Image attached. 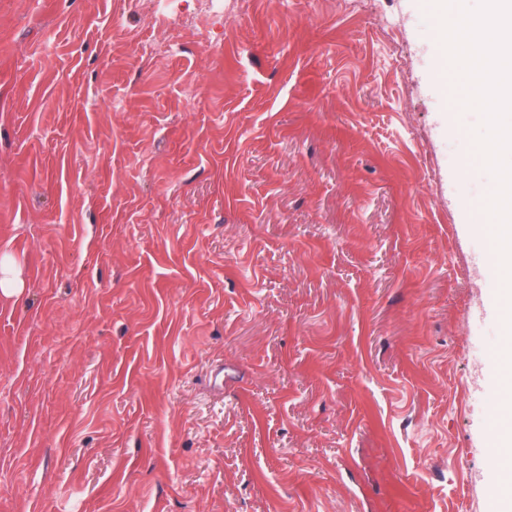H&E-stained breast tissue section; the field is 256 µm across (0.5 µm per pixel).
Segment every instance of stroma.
<instances>
[{
    "label": "stroma",
    "mask_w": 512,
    "mask_h": 512,
    "mask_svg": "<svg viewBox=\"0 0 512 512\" xmlns=\"http://www.w3.org/2000/svg\"><path fill=\"white\" fill-rule=\"evenodd\" d=\"M426 0H0V512H499V282ZM22 292L23 288L15 276L11 258L8 255L0 256V295L6 298H19Z\"/></svg>",
    "instance_id": "35a3bbf8"
}]
</instances>
